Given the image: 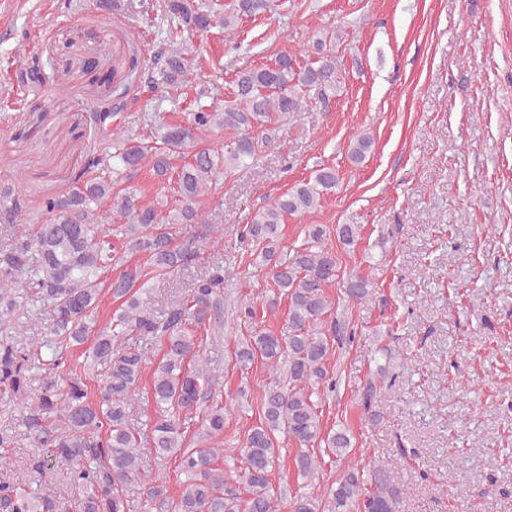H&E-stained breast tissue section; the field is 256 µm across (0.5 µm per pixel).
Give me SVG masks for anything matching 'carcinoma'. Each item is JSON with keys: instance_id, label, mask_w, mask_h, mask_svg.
I'll return each mask as SVG.
<instances>
[{"instance_id": "obj_1", "label": "carcinoma", "mask_w": 512, "mask_h": 512, "mask_svg": "<svg viewBox=\"0 0 512 512\" xmlns=\"http://www.w3.org/2000/svg\"><path fill=\"white\" fill-rule=\"evenodd\" d=\"M274 8L275 0H229L223 6L217 0H165V49L146 71L131 59L129 73L155 89L187 84L195 49L186 36L212 28L232 35L240 21ZM343 34L320 32L313 43L315 58L306 63L281 54L272 66L238 68L229 99L198 105L184 123L160 126L156 145L134 137L110 105L89 113L90 125L103 135V146L89 154L90 177L66 195H42L38 224H27L28 202L13 187L0 189V335H8L20 295L53 312L52 322L41 327L36 350L0 340V386L18 401L31 444L47 449L29 458L23 473L0 477V512H62L54 490L43 482L57 460L69 464L65 479L76 512H129L126 492L146 477L141 438L128 417L147 363L142 349L126 344L129 335L148 337L162 351L151 377L153 451L173 457L184 476L170 512H402L404 482L382 465L368 474L349 466L322 491L291 497L272 481L282 438L297 446V477L309 482L321 466L314 445L332 463L352 448L345 426L323 429L313 400L337 390L329 372L333 340L355 336V328L331 317L326 288L337 282L336 254L327 247L321 224L309 225L299 246L287 249L281 243L285 217L316 210L336 191L333 168H320L295 184L256 212L240 234L278 288V299L287 303L288 334L265 328L253 299L237 303L236 319L246 334L237 340L233 366L243 371L259 361L269 381L260 399L262 418L245 434L233 466L218 465L224 404L213 399L220 375L204 356L224 329V266L212 265L162 314L148 306L152 279L186 269L224 235L223 224L201 208L202 200L219 193L220 175L254 160L272 141L273 124L301 111L310 92L324 105L339 96L334 48ZM214 129L232 136L222 150L203 146ZM373 145L371 134H358L349 146L350 162L363 163ZM149 155L158 181L174 183L171 207L164 196L141 200L130 186ZM179 232L182 243L176 244ZM361 232L359 224L336 226L337 241L345 248L356 246ZM127 251L144 255L145 261H128ZM114 265L119 271L108 280L103 272ZM340 287L348 303L362 304L372 296L361 275L349 276ZM105 289L120 307L97 330L95 313ZM86 343L85 360L73 361L74 350ZM375 360L377 369L361 388V405L373 418L397 355L385 344ZM93 377L94 397L87 384ZM199 409L191 448L185 425ZM166 504L165 485L148 488L146 512Z\"/></svg>"}]
</instances>
